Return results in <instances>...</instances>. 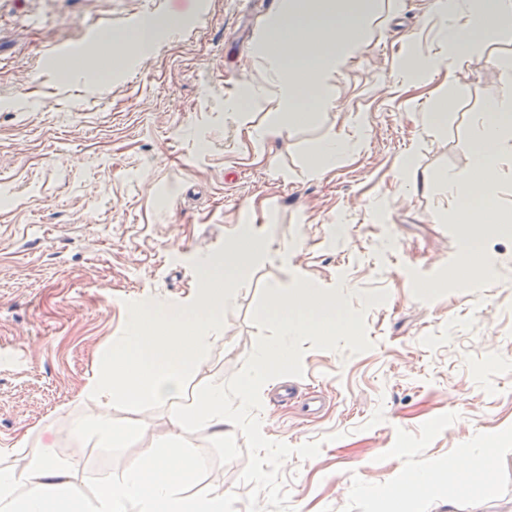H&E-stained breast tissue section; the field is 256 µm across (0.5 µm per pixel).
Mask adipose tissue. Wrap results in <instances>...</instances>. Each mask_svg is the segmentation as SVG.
Instances as JSON below:
<instances>
[{
  "label": "adipose tissue",
  "instance_id": "1",
  "mask_svg": "<svg viewBox=\"0 0 512 512\" xmlns=\"http://www.w3.org/2000/svg\"><path fill=\"white\" fill-rule=\"evenodd\" d=\"M383 9V0H280L270 19L272 33L255 47L267 63L265 81L276 106L261 126L252 128L257 140L283 135L288 126L314 122L321 112L336 108L337 98L326 82L363 45L365 25ZM443 20L441 56L406 54L401 72L419 77L433 72L441 61L453 60L497 37L512 34V0H433ZM473 167L468 176L444 179L449 202L459 204L458 220L470 235L461 244L463 257L474 252V239L502 224L504 218L489 207L496 194L503 159L512 160V92L490 100L470 131ZM467 198L482 199L479 207H462ZM272 307L280 316L279 337L249 360L250 372L234 395L223 382L212 383L189 407L190 419L200 428L223 435L230 422L247 421L255 392L287 363L293 336L306 329L326 332L321 316L326 305L317 285L300 291L270 289ZM21 463H0V512H228L220 489L204 495L187 494L185 483L203 469V461L170 443L148 448L141 463L100 480L94 496H86L73 481V464H62L34 448H19Z\"/></svg>",
  "mask_w": 512,
  "mask_h": 512
}]
</instances>
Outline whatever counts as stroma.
Wrapping results in <instances>:
<instances>
[{
  "instance_id": "35a3bbf8",
  "label": "stroma",
  "mask_w": 512,
  "mask_h": 512,
  "mask_svg": "<svg viewBox=\"0 0 512 512\" xmlns=\"http://www.w3.org/2000/svg\"><path fill=\"white\" fill-rule=\"evenodd\" d=\"M430 2L396 0L369 22L330 79L339 109L258 142L248 129L273 99L242 116L224 103L261 82L253 49L276 0H0V448L24 439L77 461L74 480L91 495L176 431L206 463L188 493L223 489L232 512H376L361 488L424 470L436 483L406 512H512V229L480 238L474 261L494 274L471 276L441 185L405 191L396 172L409 151L421 172L469 174L472 121L506 82L491 59L512 56V38L400 83L407 38L437 49ZM146 17L158 22L154 43L108 66L101 36ZM76 59L107 67L104 85L64 83ZM443 90L455 107L425 126ZM332 134L351 149L313 174L311 149ZM243 224L268 258L182 395L111 408L113 421L143 426L114 462L74 440L76 423L100 412L83 389L129 304L193 302V261L221 257ZM455 278L468 287H449ZM308 282L340 303L333 334L294 336L250 425L220 439L191 422L175 429L210 382L233 391L276 338L270 285ZM477 438L492 458L478 491L448 475L449 457Z\"/></svg>"
}]
</instances>
